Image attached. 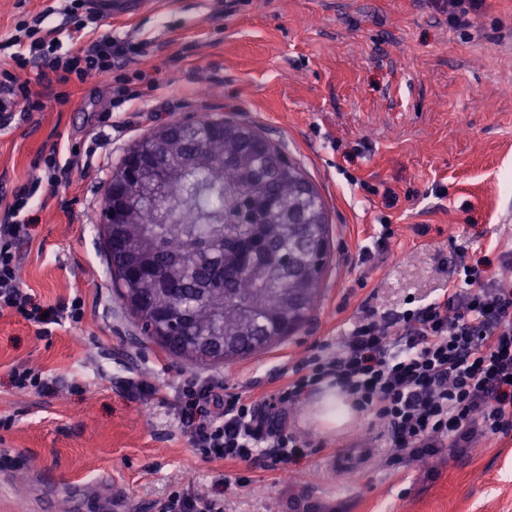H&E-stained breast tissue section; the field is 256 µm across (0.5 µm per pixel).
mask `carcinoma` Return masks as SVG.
<instances>
[{
    "label": "carcinoma",
    "instance_id": "obj_1",
    "mask_svg": "<svg viewBox=\"0 0 512 512\" xmlns=\"http://www.w3.org/2000/svg\"><path fill=\"white\" fill-rule=\"evenodd\" d=\"M258 136L252 127L213 120L208 162L165 185L168 222L158 223L157 203L145 200L136 222L117 225L144 264L134 289L147 308L134 315L145 333L153 315L176 322L189 310L183 346L229 341L240 359L256 353L261 334L314 309L324 266L312 240L322 227L309 225L303 239L298 222L325 204L304 194L282 169L280 150L262 149ZM204 242L216 247L199 264L191 257Z\"/></svg>",
    "mask_w": 512,
    "mask_h": 512
}]
</instances>
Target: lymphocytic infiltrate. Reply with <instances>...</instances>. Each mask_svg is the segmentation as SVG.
<instances>
[{
	"instance_id": "obj_1",
	"label": "lymphocytic infiltrate",
	"mask_w": 512,
	"mask_h": 512,
	"mask_svg": "<svg viewBox=\"0 0 512 512\" xmlns=\"http://www.w3.org/2000/svg\"><path fill=\"white\" fill-rule=\"evenodd\" d=\"M5 48L25 47L15 69L0 68V91L12 105L39 112L44 104L20 76L29 62L42 61L60 85L58 101L70 87L93 78L111 79L118 59L133 53L131 43L101 35L74 51L61 48L55 31L40 19L17 23ZM57 152L43 159V176L14 190L0 224V311L32 321L38 335H52L63 319L79 321L83 303L44 308L20 286L16 247L31 238L37 218L32 199L41 186H55L64 172ZM483 255L459 260L443 294L427 305L356 321L339 349L322 346L301 363L303 374L283 392L297 396L321 382L336 385L358 411L373 413L390 433L396 460L430 458L442 449L466 452L477 440L512 430V278L491 280ZM178 417L196 450L207 459L246 462L265 457L299 465L306 453L284 432L278 414L239 399L224 401L213 385L179 384Z\"/></svg>"
}]
</instances>
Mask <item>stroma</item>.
I'll return each instance as SVG.
<instances>
[{"mask_svg":"<svg viewBox=\"0 0 512 512\" xmlns=\"http://www.w3.org/2000/svg\"><path fill=\"white\" fill-rule=\"evenodd\" d=\"M64 7L0 0V41L17 18L38 15L78 48ZM466 20L450 23L448 0H155L98 21L100 33L144 44L118 69L138 99L113 106L110 84L93 80L61 104L49 68L22 71L45 107L0 118V198L36 178L52 148L73 164L42 192L32 237L16 249L20 284L42 305L78 296L84 307L49 337L0 313V512H51L72 497L73 512H113V482L131 512H169L172 498L205 496L217 482L223 512H293L299 500L321 512H512V431L464 455L392 463L371 414L331 433L316 420L319 387L277 397L288 369L323 343L340 346L364 307L391 313L441 295L460 253L512 271L502 211L512 201V0H481ZM189 118L235 120L281 147L320 193L332 239L306 323L208 366L145 337L113 286L99 222L124 152L159 123ZM384 224L392 236L374 243ZM16 365L48 371L51 391L17 389ZM185 379L280 411L306 458L286 470L202 458L177 416ZM145 381L161 400L138 391ZM360 444L371 450L362 468L327 467Z\"/></svg>","mask_w":512,"mask_h":512,"instance_id":"obj_1","label":"stroma"}]
</instances>
